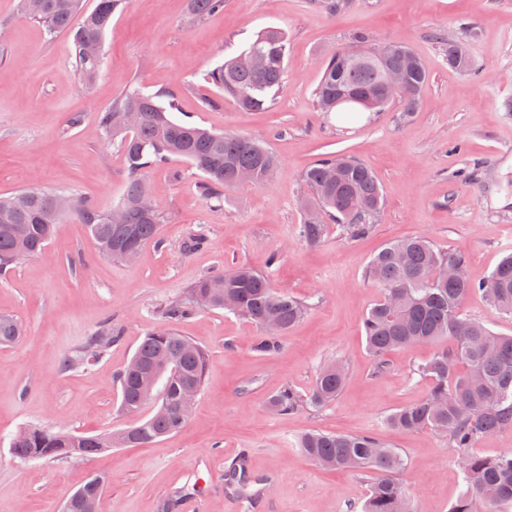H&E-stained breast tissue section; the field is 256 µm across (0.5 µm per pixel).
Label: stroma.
Segmentation results:
<instances>
[{"label":"stroma","instance_id":"stroma-1","mask_svg":"<svg viewBox=\"0 0 512 512\" xmlns=\"http://www.w3.org/2000/svg\"><path fill=\"white\" fill-rule=\"evenodd\" d=\"M17 5L0 0V194L38 187L103 208L117 203L128 170L97 114L131 87L173 95L177 117L199 127L265 142L279 166L266 185L224 190L220 203L201 195L189 164L150 166L143 177L167 220L135 260L103 255L87 226L66 215L40 252L0 272V314L22 329L0 347V512H60L70 491L100 473L109 481L98 512H181L198 475L214 481L208 512H234L227 466L241 456L254 477L272 481L256 496V512H361L371 476L318 468L296 446L309 429L390 444L407 460L400 481L415 512H449L465 491L460 450L431 431L385 422L427 395L430 382L414 368L435 347L391 352L375 371L362 322L380 290L365 267L385 243L420 233L464 254L477 282L512 253V0H339L333 13L324 0H224L222 12L203 19L189 0H129L112 17L89 87L67 37L19 17ZM271 25L288 36L283 86L272 107L246 112L204 75ZM358 33L407 45L421 59L429 80L408 120L397 103L351 128L317 110L322 61L352 47ZM449 41L467 45L472 70L449 66ZM329 153L368 166L384 204L368 235L352 239L330 224L310 245L297 234L309 192L302 174ZM240 265L308 305L274 352H254L264 334L255 323L198 311L176 323L208 354L204 386L180 431L89 462L13 458L9 441L23 427L89 435L143 421L121 412L119 375L156 326L157 310L199 279ZM108 325L121 336L102 360L63 369ZM334 359L347 372L336 401L291 413L270 408L283 387L307 394Z\"/></svg>","mask_w":512,"mask_h":512}]
</instances>
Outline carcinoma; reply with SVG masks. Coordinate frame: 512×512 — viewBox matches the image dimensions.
<instances>
[{
    "label": "carcinoma",
    "mask_w": 512,
    "mask_h": 512,
    "mask_svg": "<svg viewBox=\"0 0 512 512\" xmlns=\"http://www.w3.org/2000/svg\"><path fill=\"white\" fill-rule=\"evenodd\" d=\"M123 0H96L86 10L83 0H19V16L42 24L52 36L66 35L72 41L76 67L84 82L91 83L103 60L91 58L85 46L103 42L112 15ZM196 17L210 15L224 7V0H190ZM359 48L339 51L324 61L315 90L323 112H382L395 100L401 116L409 118L417 100L412 93L424 86L428 75L420 59L408 47L393 45L382 59L372 56L376 48L357 36ZM287 37L277 27H267L241 53L206 74L207 81L243 110L264 109L285 73ZM448 64L466 70L470 57L459 44L448 45ZM402 68L409 87L403 93L384 90L388 70ZM173 103L163 106L151 95L133 89L115 98L99 113L104 133L120 139L129 179L116 205L124 214L119 224L109 223L107 211L84 201L75 213L105 255L119 260L135 259L142 248L157 238L164 222L161 210L146 213L141 197L146 187L141 177L147 167L171 158L189 163L202 174V189L211 200L223 201L222 190L239 184L260 186L268 182L278 166L277 156L266 146L242 134L214 133L186 121L170 117ZM303 181L311 196L302 202L303 213L318 211L317 220L302 218L298 234L309 244L321 240L326 224L342 227L351 238H360L372 228L383 198L370 168L350 157L327 156L309 167ZM58 191L24 189L0 197V269L40 251L51 239L63 211ZM365 277L380 288V298L363 320L366 346L383 371L385 357L392 351L418 343L450 339L453 344L436 350L416 368L428 378V395L387 417L398 429H428L465 450L461 472L466 493L450 512H498L512 506V452L495 456L468 453L479 440L512 428V336L492 332L483 323L461 314L463 301L482 295L501 315L512 316V254L503 257L487 278L479 283L466 274L465 258L458 252L434 243L424 234L386 243L369 260ZM218 296L211 308H225L266 331L255 351L269 353L278 347V337L302 317L306 306L298 298L276 291L267 276L247 266L196 282L186 299L171 303L162 311L164 325L149 332L134 357L138 364L120 374L121 408L138 413L153 406L141 424L123 430L125 446L148 445L178 432L187 423L182 418L181 395L187 386L201 389L207 367V353L179 335L176 321L196 311L194 299L211 290ZM21 334L19 323L0 315V345L14 342ZM119 336L109 329L89 337L82 360L97 361L106 345ZM167 357L174 372H157L154 362ZM345 379L341 364L325 365L307 395L291 388L280 390L270 405L280 412H294L303 406L324 407L339 396ZM297 446L314 464L327 469L351 470L374 475L363 512H411V505L397 474L406 461L395 448L370 435H351L310 430ZM114 447L107 435H75L62 430L30 428L10 441L13 457L21 462L34 459H93Z\"/></svg>",
    "instance_id": "1"
}]
</instances>
